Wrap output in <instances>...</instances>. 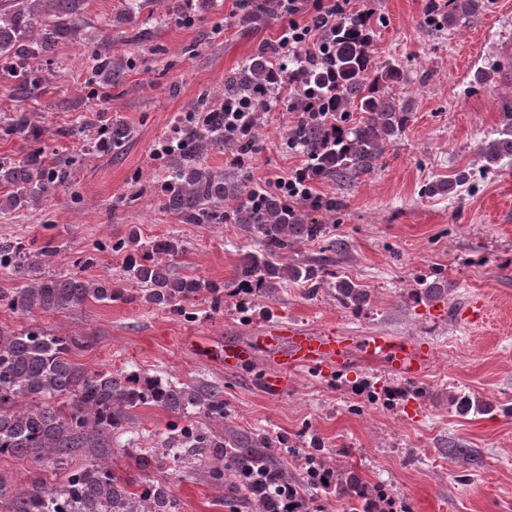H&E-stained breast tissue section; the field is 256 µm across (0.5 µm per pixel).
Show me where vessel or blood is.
I'll return each mask as SVG.
<instances>
[{"label":"vessel or blood","instance_id":"b4317fda","mask_svg":"<svg viewBox=\"0 0 512 512\" xmlns=\"http://www.w3.org/2000/svg\"><path fill=\"white\" fill-rule=\"evenodd\" d=\"M357 350L383 361L391 372L402 377L422 375L430 362L429 350L403 336H357L335 330L315 334L296 327L270 326L248 340L225 341L224 367L235 371L251 361L255 352L273 353L276 370L264 378L263 387L268 396L277 397L287 391L290 374L297 368L317 365L342 371Z\"/></svg>","mask_w":512,"mask_h":512}]
</instances>
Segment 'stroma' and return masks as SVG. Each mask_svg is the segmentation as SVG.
Here are the masks:
<instances>
[{"mask_svg": "<svg viewBox=\"0 0 512 512\" xmlns=\"http://www.w3.org/2000/svg\"><path fill=\"white\" fill-rule=\"evenodd\" d=\"M426 2L352 0L356 11L375 5L369 54L375 64L396 61L407 70L408 83L393 92L409 100L414 120L377 169L351 188L312 184L313 195L342 197L344 206L316 214L328 227L326 240L301 243L289 255L290 262H307L328 241L344 243L336 274L368 289L360 312L338 307L327 289L312 294L298 283L271 295L240 292L232 280L248 244L244 234L218 220L181 223L158 194L167 176L153 157L158 142L202 101L221 105L225 75L258 44L275 42L288 23L280 14L248 29L240 0H152L129 22L125 0H81L77 36L34 60L35 90L16 95L18 79L0 70V118L23 112L37 130L33 138L1 137L0 158L37 153L50 166L66 162L72 176L71 188L57 189L44 204L0 212V239L61 246L56 270L94 280L124 275L123 254L105 243L133 232L143 241L175 237V273L223 286V311L210 313L201 297L191 306L193 320L136 300L93 302L40 317V325L87 339L74 359L89 370L221 386L230 428L286 440L280 455L294 482L303 473L297 452L316 435L331 469L385 485L407 512H512V162L489 168L483 158L503 122V103L512 102V82L495 79L497 46L512 30V0H489L446 31L427 26ZM103 47L129 62L120 85H103L93 69ZM297 120L282 105L258 114L247 154L258 186L306 166L287 143ZM115 123L133 131L122 154L93 151L101 128ZM461 170L470 180L453 196L422 195L424 183ZM87 254L95 263L81 265ZM436 268L447 295L416 300ZM476 295L486 304L483 323L459 324L454 311ZM270 325L412 338L431 353L429 372L417 379L426 395L398 416L361 407L353 389L359 377L389 376L359 354L344 390L330 373L304 366L284 394L268 397L261 379L272 366L265 357L228 372L218 352L225 340L242 341ZM463 395L485 412L460 413L456 399ZM152 477L170 486L179 512H247L241 498L209 482L202 466L168 465Z\"/></svg>", "mask_w": 512, "mask_h": 512, "instance_id": "obj_1", "label": "stroma"}]
</instances>
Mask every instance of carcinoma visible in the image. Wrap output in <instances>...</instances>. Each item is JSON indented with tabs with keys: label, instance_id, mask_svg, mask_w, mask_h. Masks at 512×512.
Here are the masks:
<instances>
[{
	"label": "carcinoma",
	"instance_id": "cac0c4a2",
	"mask_svg": "<svg viewBox=\"0 0 512 512\" xmlns=\"http://www.w3.org/2000/svg\"><path fill=\"white\" fill-rule=\"evenodd\" d=\"M80 0H4L0 3V68H27L29 60L71 32ZM484 7L481 0H453L451 8L440 0H428L427 19L437 30L456 25ZM277 13L273 0H255L244 6L245 20L261 25ZM369 10L341 17L329 36L328 52L318 63L306 65L279 56L278 49L258 45L250 58L224 78V101H247L256 109L268 106L269 89L288 78L295 94L291 109L299 120L288 131V144L307 157L305 184L330 180L341 188L351 186L376 170L383 154L413 118L409 102L392 96V87L403 85L408 75L401 64L373 65L367 48L371 40ZM42 30L33 41L30 33ZM94 68L109 86H117L126 64L101 51ZM315 112L336 113L329 129ZM364 117L355 121L352 113ZM507 123L485 151L489 164L512 160V112ZM6 135L35 134L22 112L13 113L0 125ZM131 139L122 124L107 127L97 148L118 154ZM224 146V111L210 110L203 134L188 131L187 146L167 155L169 179L161 184L165 207L184 224L224 219L237 225L260 249L242 253L233 285L245 293L271 294L293 281L314 293L326 286L336 291V302L357 310L367 300V290L336 276L328 259L303 267L286 264L288 253L304 241L326 237V226L312 213L335 211L342 203L309 195L300 200L280 193L255 189L244 176L211 171L204 157L213 147ZM463 181L436 180L422 193L449 195ZM11 192L0 201L8 211H21L45 201L58 187L70 184V173L60 166L46 167L40 155L0 161V183ZM122 252L125 278L141 287L140 300L156 308L185 312V305L206 294L211 310L224 304L220 286L201 278L174 273L179 243L173 238L118 240L111 245ZM61 249L49 244L34 248L16 240H0V274L30 278L21 288H1L0 305L33 320L49 313L77 312L90 300L112 302L127 299L120 280L102 278L90 282L63 272H44L55 265ZM78 337L53 336L31 323L20 329L0 326V457L28 460L43 471L65 466L64 479L48 483L36 476L17 484L0 476V512H178L169 488L150 479L130 483L112 472V438L129 429L131 411L153 405L176 414V421L152 448L138 446L134 435L120 448L141 471L160 470L167 461L191 465L202 461L219 488L229 497L242 495L251 512H274L275 489H288V500L300 504L293 512H309V503L288 481V471L275 457L283 447L279 438L264 431L213 432L196 420L226 418L221 387L208 382L176 383L167 376L139 371L89 372L72 360L74 350L86 347ZM306 484L324 488L334 474L322 457L308 459ZM349 484L350 512L371 499H384V486L366 489L354 474Z\"/></svg>",
	"mask_w": 512,
	"mask_h": 512
}]
</instances>
